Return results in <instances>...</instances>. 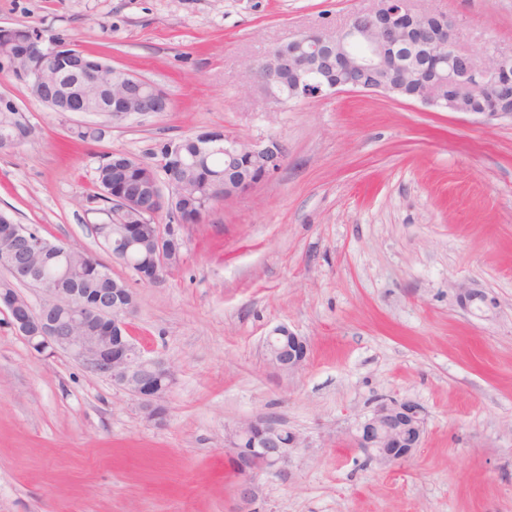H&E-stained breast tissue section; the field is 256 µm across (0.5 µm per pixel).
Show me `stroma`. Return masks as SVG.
<instances>
[{"instance_id": "stroma-1", "label": "stroma", "mask_w": 512, "mask_h": 512, "mask_svg": "<svg viewBox=\"0 0 512 512\" xmlns=\"http://www.w3.org/2000/svg\"><path fill=\"white\" fill-rule=\"evenodd\" d=\"M363 0H0L35 26L148 80L168 112L51 111L9 78L35 129L0 153V212L94 255L130 288L131 332L172 363L163 422L68 353L30 349L0 312V512H233L224 439L273 417L307 448L260 475L254 512H512V122L341 92L277 107L246 65ZM459 42L512 49V0H416ZM95 136L73 139L77 126ZM274 138L284 161L184 227L179 265L141 282L95 231L96 171L114 152L210 128ZM480 291L469 306L460 289ZM279 325L307 338L298 372L271 366ZM426 411L400 466L352 437L378 400Z\"/></svg>"}]
</instances>
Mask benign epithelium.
<instances>
[{"label": "benign epithelium", "mask_w": 512, "mask_h": 512, "mask_svg": "<svg viewBox=\"0 0 512 512\" xmlns=\"http://www.w3.org/2000/svg\"><path fill=\"white\" fill-rule=\"evenodd\" d=\"M368 5L352 11L334 28L319 27L311 33L271 48L245 73L244 86L258 90L268 102L280 100L278 92L290 87L295 101L325 98L343 91L405 93L415 67L406 56L414 49L431 52V61L422 66L423 88L411 100L424 107L474 114L485 120L512 119V51L493 46L475 53L458 44L455 21L446 15L415 8L414 0H367ZM85 53L56 44L44 35L34 37L24 50L11 56L30 96L54 112H148L153 101L166 98L154 84L102 61L87 66ZM443 82L467 97L479 101L474 109L458 96L439 100L436 88ZM201 154L222 152L233 159L248 156L256 174L230 183L223 175L215 185H224V199L242 195L259 181L271 176L283 163L281 144L246 141L220 129L193 135ZM154 177L137 184L134 191L112 196V218L123 220L139 210L138 201L148 197L163 211L173 214L171 224H157L151 234L147 266L135 270L139 279L155 283L181 259L183 238L180 211L175 206L178 189L163 170V162L151 163ZM15 230L22 250L33 252L45 245L33 228L18 224ZM141 226L126 225L124 248L112 255L124 257L141 244ZM45 301L39 310L8 289L0 290V309L7 312L14 329L30 348L43 354L61 350L69 353L85 372L111 381L139 400L149 421H163L166 395L177 378L174 367L162 358H147L133 342L130 324L135 308L133 292L112 289V298L97 300L83 315L63 321L52 312L62 305L74 306L78 299L61 287V281L40 283ZM269 362L281 371L300 370L309 356L305 337L286 326H278L266 340ZM425 411L416 401L403 398L378 404L357 427L354 446L369 460L382 465L406 462L420 447L425 433ZM284 426L272 418H256L241 423L225 440L235 461L239 482L234 512H252L259 497L257 475L277 473L306 440L293 432L288 442L279 438Z\"/></svg>", "instance_id": "benign-epithelium-1"}]
</instances>
